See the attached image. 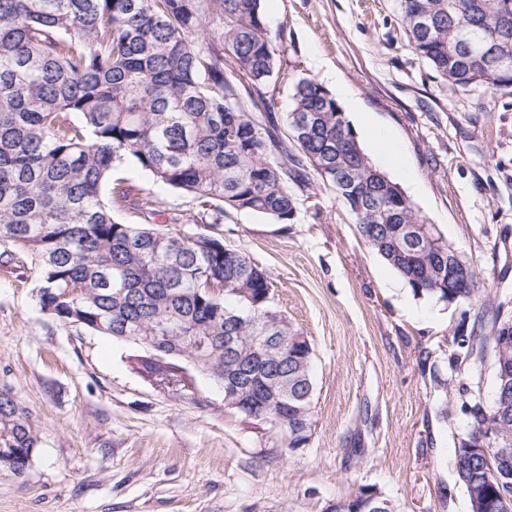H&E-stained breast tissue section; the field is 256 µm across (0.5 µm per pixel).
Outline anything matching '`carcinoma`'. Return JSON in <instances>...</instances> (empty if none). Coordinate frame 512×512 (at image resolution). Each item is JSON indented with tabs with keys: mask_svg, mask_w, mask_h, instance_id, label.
<instances>
[{
	"mask_svg": "<svg viewBox=\"0 0 512 512\" xmlns=\"http://www.w3.org/2000/svg\"><path fill=\"white\" fill-rule=\"evenodd\" d=\"M412 49L451 92L512 88V0H400ZM280 34L262 0H0V245H18L39 269L43 312L110 336L161 338L216 381L228 368L224 336L237 337L241 366L280 376L286 453L314 432V350L276 307L265 273L239 249L204 251L177 224H222L251 212L292 219L298 191L316 174L348 208L360 237L411 288L437 303L473 302L448 340L462 387L467 429L453 466L469 507L512 512V466L490 469L481 432L512 448V410L481 395L488 360L512 366L509 300L448 287V261L474 264L427 223L397 183L367 157L336 97L314 78L293 86L288 148L264 88L277 68ZM263 113L258 114L256 110ZM307 121L306 130L296 124ZM131 161L153 180L204 208L199 219L169 213L160 224H126L120 210L160 202L113 177ZM210 288L222 292L213 294ZM268 330L278 348L262 357ZM149 377L169 370L146 355ZM16 451V474L39 445L30 414L0 392V447ZM361 488L343 512H365Z\"/></svg>",
	"mask_w": 512,
	"mask_h": 512,
	"instance_id": "1",
	"label": "carcinoma"
}]
</instances>
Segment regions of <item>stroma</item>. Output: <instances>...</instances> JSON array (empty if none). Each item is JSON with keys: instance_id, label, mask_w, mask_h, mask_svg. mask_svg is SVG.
Listing matches in <instances>:
<instances>
[{"instance_id": "1", "label": "stroma", "mask_w": 512, "mask_h": 512, "mask_svg": "<svg viewBox=\"0 0 512 512\" xmlns=\"http://www.w3.org/2000/svg\"><path fill=\"white\" fill-rule=\"evenodd\" d=\"M263 6L289 74L266 88L277 115L302 78L349 92L400 148L387 157L362 134L366 155L472 259L481 291L511 297L512 90L448 91L410 47L399 0ZM116 174L163 208L197 209L134 163ZM309 181L288 223L239 212L186 230L243 250L311 342L310 445L283 455L275 436L225 411L208 378L180 398L156 387L131 364L138 347L45 314L34 265L0 257V390L40 436L24 474L0 466V512H329L362 487L397 512H469L452 460L467 418L457 384L435 383L451 374L465 305L414 297L335 192Z\"/></svg>"}]
</instances>
